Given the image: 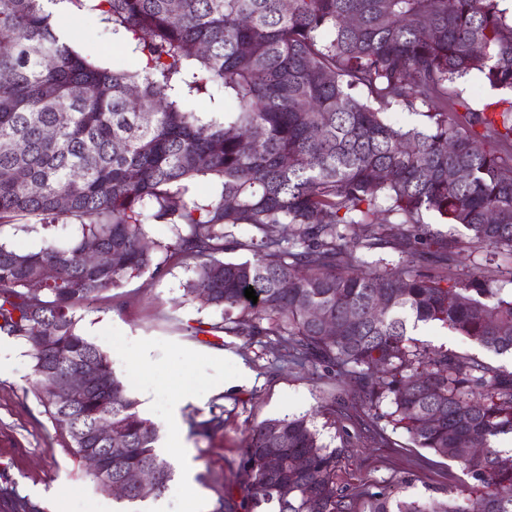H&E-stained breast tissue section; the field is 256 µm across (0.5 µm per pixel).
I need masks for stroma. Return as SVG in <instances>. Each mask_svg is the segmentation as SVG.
I'll return each mask as SVG.
<instances>
[{
    "mask_svg": "<svg viewBox=\"0 0 512 512\" xmlns=\"http://www.w3.org/2000/svg\"><path fill=\"white\" fill-rule=\"evenodd\" d=\"M70 45L96 63H140L130 47L113 38L96 16H73L67 27ZM431 230L459 243L455 273L489 276L503 294L512 293V259L489 257L473 247L468 232L427 216ZM191 273L183 265L169 267L160 280L145 274L113 289L89 306L78 308V329L107 352L115 374L127 382L142 404V414L160 428L159 454L171 448L191 452L188 476L174 474L167 490L166 512H185L196 497L211 503L214 493L200 480L211 475L234 483L232 464L238 463L249 429L264 420L308 414L322 442L341 449L338 481L350 496L360 498L371 484L400 488L403 496L425 500L442 497L465 480L459 463L412 445L386 414L375 421L360 411L322 413L330 397L340 395L346 381L325 376L323 369L289 365L250 335V321L241 332L215 345L211 334L191 338L176 328L217 322L218 316L189 302L184 285ZM33 361L22 342L0 336V471L17 492L40 512H120L112 493L96 488L86 467L67 450V438L50 420L32 388ZM182 400L177 428H169L168 413ZM224 407V430L206 439L190 428L192 416L208 414L212 405Z\"/></svg>",
    "mask_w": 512,
    "mask_h": 512,
    "instance_id": "stroma-1",
    "label": "stroma"
}]
</instances>
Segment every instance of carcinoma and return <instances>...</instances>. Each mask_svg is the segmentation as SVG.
Returning <instances> with one entry per match:
<instances>
[{
    "instance_id": "carcinoma-1",
    "label": "carcinoma",
    "mask_w": 512,
    "mask_h": 512,
    "mask_svg": "<svg viewBox=\"0 0 512 512\" xmlns=\"http://www.w3.org/2000/svg\"><path fill=\"white\" fill-rule=\"evenodd\" d=\"M63 8L129 41L140 69L77 52L55 29ZM473 73L512 91V21L498 0H0V236L18 217L45 229L78 221L66 243L37 251L0 241V334L27 346L36 397L71 455L103 453L102 418L125 440L112 469L93 476L100 490L149 467L158 497L174 471L108 354L80 334L76 309L175 260L193 273L186 295L220 316L207 330L184 327L188 336L236 334L233 312L251 318L249 335L290 361L355 377L328 410L370 413L390 400L387 416L411 443L460 463L478 488L425 501L367 488L368 512H512V449L496 446L512 436V371L408 336L438 322L512 355V295L482 274L448 276L455 242L424 221L433 213L473 246L512 256V97L472 109L452 87ZM393 107L428 126L391 123ZM198 179L216 193L191 196ZM384 211L397 217L394 238ZM152 224L172 238H153ZM242 224L255 233L237 237ZM89 241L117 260L87 262ZM361 248L404 257L372 269ZM234 251L250 257L224 260ZM41 331L44 346L33 342ZM85 362L105 391L58 403L53 382ZM191 426L224 430V407ZM340 457L304 416L265 420L248 432L239 489H217L211 512H355L336 481ZM0 500L38 512L12 488Z\"/></svg>"
}]
</instances>
